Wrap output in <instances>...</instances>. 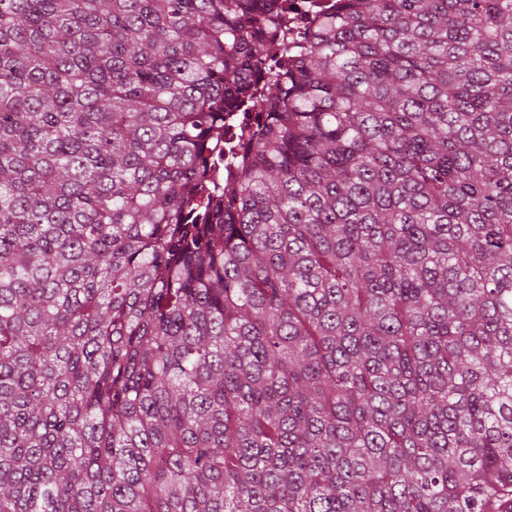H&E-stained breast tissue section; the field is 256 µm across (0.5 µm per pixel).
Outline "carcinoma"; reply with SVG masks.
Here are the masks:
<instances>
[{
	"mask_svg": "<svg viewBox=\"0 0 512 512\" xmlns=\"http://www.w3.org/2000/svg\"><path fill=\"white\" fill-rule=\"evenodd\" d=\"M0 0V512H512V0Z\"/></svg>",
	"mask_w": 512,
	"mask_h": 512,
	"instance_id": "carcinoma-1",
	"label": "carcinoma"
}]
</instances>
